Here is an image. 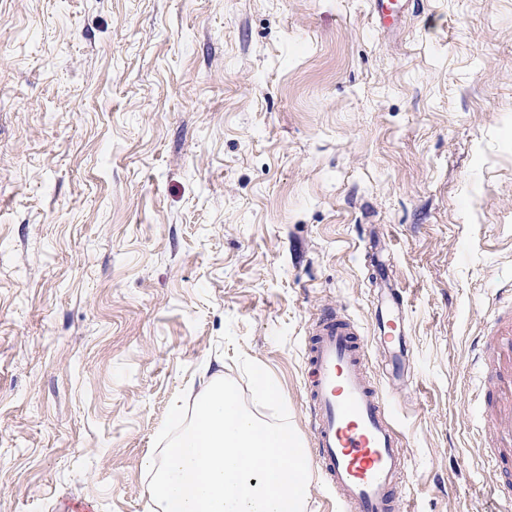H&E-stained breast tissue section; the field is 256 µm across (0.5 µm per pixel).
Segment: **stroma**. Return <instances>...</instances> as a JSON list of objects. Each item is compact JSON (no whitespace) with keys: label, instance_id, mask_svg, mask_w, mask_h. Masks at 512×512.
Here are the masks:
<instances>
[{"label":"stroma","instance_id":"1","mask_svg":"<svg viewBox=\"0 0 512 512\" xmlns=\"http://www.w3.org/2000/svg\"><path fill=\"white\" fill-rule=\"evenodd\" d=\"M374 252L400 512H512L466 378L512 289V0H0V512H161L154 438L238 352L312 455L309 326L374 347ZM375 330L383 347V363L392 378L403 377L408 344L406 336V310L400 291L392 285L375 312Z\"/></svg>","mask_w":512,"mask_h":512}]
</instances>
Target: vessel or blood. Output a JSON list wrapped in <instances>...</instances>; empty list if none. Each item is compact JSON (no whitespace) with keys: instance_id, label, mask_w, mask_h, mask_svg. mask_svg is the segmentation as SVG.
I'll return each mask as SVG.
<instances>
[{"instance_id":"obj_1","label":"vessel or blood","mask_w":512,"mask_h":512,"mask_svg":"<svg viewBox=\"0 0 512 512\" xmlns=\"http://www.w3.org/2000/svg\"><path fill=\"white\" fill-rule=\"evenodd\" d=\"M375 330L388 375L403 374L408 344L402 294L388 288L375 312ZM470 367L495 386V417L512 421V317L494 318L491 343L476 340ZM306 389L315 436L312 463L335 492L342 512H399L396 491L408 454L388 410V400L368 368L366 346L352 319L323 314L308 337ZM491 464L505 476L512 498V429L496 438Z\"/></svg>"}]
</instances>
